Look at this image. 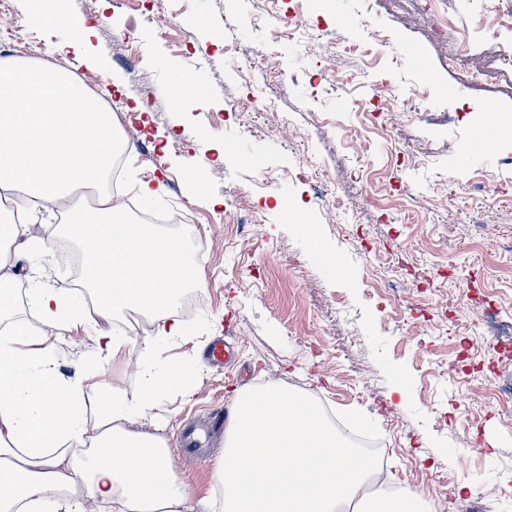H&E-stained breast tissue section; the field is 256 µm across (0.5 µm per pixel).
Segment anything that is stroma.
Listing matches in <instances>:
<instances>
[{"instance_id":"35a3bbf8","label":"stroma","mask_w":512,"mask_h":512,"mask_svg":"<svg viewBox=\"0 0 512 512\" xmlns=\"http://www.w3.org/2000/svg\"><path fill=\"white\" fill-rule=\"evenodd\" d=\"M67 25L34 29L26 0H10L0 17V45L30 42L36 61L94 80L89 91L123 127L137 115L125 154L123 196L146 214L184 213L163 225L178 240L200 282L201 305L190 317L195 337L163 347L161 361L192 359V390L162 395L137 430L176 448L181 429L231 408L238 390L288 385L325 405L346 430L381 440L387 458L382 483L417 492L429 512H512V366L502 362L485 309L512 322V204L500 203L494 182L512 180V77L484 85L463 73L502 49L494 33L449 67L451 41L430 38L431 18L415 0L392 8L375 0L371 26L388 35L370 67L343 62V84L328 92L330 73L316 48L275 37L284 16L254 21L256 0H162L172 25L160 30L141 0H60ZM359 0H303L304 17L326 33L368 39L355 16ZM238 24L225 31L224 19ZM96 23L83 55L61 53L74 25ZM370 26V27H371ZM232 40L235 56L224 53ZM266 55L293 81L288 89L255 71L242 77L234 58ZM192 76L205 99L179 103L171 88ZM417 111L398 114L386 131L362 125L357 105L378 84ZM259 93L272 109L290 113L286 128L253 133L237 121H216L233 102ZM495 151L485 160L477 148ZM329 175L326 191L286 178L301 153ZM138 181L162 185L152 201ZM238 194L257 218L229 223L214 199ZM26 222L70 258L69 267L43 262L25 240L9 244L17 259L4 272L16 289L17 316L37 325L29 307L32 270L70 288L84 257L65 230L66 216L27 207ZM410 255L411 270L393 267L392 252ZM379 272L380 287L369 285ZM117 318L86 316L54 350L61 377L79 374L95 339L118 332ZM225 339L233 358L210 365L209 344ZM463 363L464 382L443 375ZM205 463H175L195 498L215 496L224 438ZM446 476V493L436 479Z\"/></svg>"}]
</instances>
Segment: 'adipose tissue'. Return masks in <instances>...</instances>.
Wrapping results in <instances>:
<instances>
[{"label": "adipose tissue", "mask_w": 512, "mask_h": 512, "mask_svg": "<svg viewBox=\"0 0 512 512\" xmlns=\"http://www.w3.org/2000/svg\"><path fill=\"white\" fill-rule=\"evenodd\" d=\"M118 140L108 114L68 73L0 59V190L14 204L27 196L66 212L103 318L140 309L156 323L154 336L132 346L117 335L97 337L93 368L65 380L54 340L79 319V297L36 283L29 304L40 327L33 331L16 317L12 281L0 277V512H362L377 464L337 437L311 397L287 387L237 393L216 470L224 489L218 505L195 501L176 480L158 438L127 429L163 393L186 385L184 372L154 362L193 330L176 303L190 279L181 245L154 225L130 222L117 197L100 195L89 210L74 194L77 185L101 182ZM124 349L140 362L142 393L100 378V366ZM91 408L102 430L90 442Z\"/></svg>", "instance_id": "1"}]
</instances>
